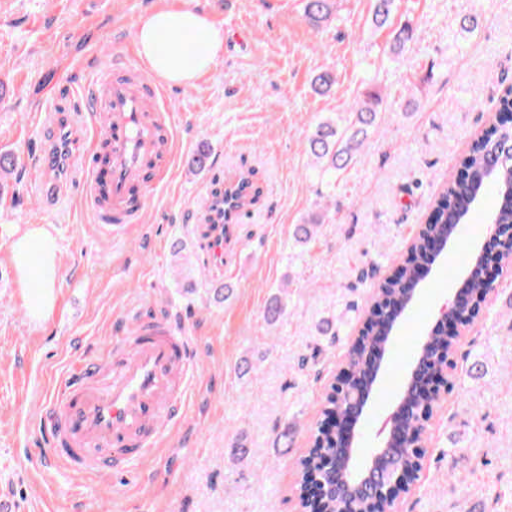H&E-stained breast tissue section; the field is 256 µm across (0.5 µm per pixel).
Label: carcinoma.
Wrapping results in <instances>:
<instances>
[{
  "mask_svg": "<svg viewBox=\"0 0 512 512\" xmlns=\"http://www.w3.org/2000/svg\"><path fill=\"white\" fill-rule=\"evenodd\" d=\"M372 23L377 27L386 25L392 15L395 0H372ZM335 0H305V17L315 28L328 21L333 14ZM336 83V74L321 70L313 79L315 88L324 93ZM383 103V96L378 86L372 85L363 97L353 102L347 111L344 126L339 128L330 121H319L312 128L307 139V151L318 165L319 176L330 182L336 175L345 171L360 152L369 136L378 129V114ZM487 167L496 169L494 185L499 189L501 198L494 208L501 231L497 247L508 256L512 254V102L508 98L499 100L498 106L488 127L477 135L461 159L456 173L444 187L439 198L434 202L427 223L431 230L446 232L448 225L468 219L473 212L472 193L482 196L488 184L480 181L483 170ZM240 193L230 197L234 206L242 208L259 195L252 180L241 175L237 179ZM324 223V215L316 213L305 224H296L292 232L293 240L308 244L316 235L317 226ZM428 259L427 246L422 237L415 239L404 261V267L395 278L388 279L378 288L373 304L376 310L370 319L368 333L361 339L356 354L350 359L351 367L358 373H364L363 353L370 348L385 349L389 342L391 328L385 310L391 305H403L410 291L406 284L413 281L421 264ZM485 285L481 278H476L468 290L459 298V307L463 311L476 309L477 295L483 292ZM286 313V304L279 295L269 301L263 312V319L269 325L280 322ZM307 456L312 462L321 491L320 510L318 512H344V501L336 496V491L329 489L328 476H336V468L341 466V456L336 454L332 440L313 441Z\"/></svg>",
  "mask_w": 512,
  "mask_h": 512,
  "instance_id": "carcinoma-1",
  "label": "carcinoma"
}]
</instances>
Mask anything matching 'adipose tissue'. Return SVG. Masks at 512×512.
<instances>
[{"label": "adipose tissue", "mask_w": 512, "mask_h": 512, "mask_svg": "<svg viewBox=\"0 0 512 512\" xmlns=\"http://www.w3.org/2000/svg\"><path fill=\"white\" fill-rule=\"evenodd\" d=\"M136 43L141 60L155 78L187 85L221 54L224 34L201 12L159 8L140 18ZM11 254L29 291L32 310L46 313L54 301L57 281L53 238L44 228H31L12 244Z\"/></svg>", "instance_id": "ef3b65f1"}]
</instances>
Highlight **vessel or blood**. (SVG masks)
Segmentation results:
<instances>
[{
	"label": "vessel or blood",
	"mask_w": 512,
	"mask_h": 512,
	"mask_svg": "<svg viewBox=\"0 0 512 512\" xmlns=\"http://www.w3.org/2000/svg\"><path fill=\"white\" fill-rule=\"evenodd\" d=\"M101 109L95 128L102 149L80 153L82 202L113 230L136 223L161 181L173 150L172 115L164 92L141 70L129 77L92 76ZM208 255L224 265V227L236 212L208 196ZM133 342L117 362L73 363L44 406L40 423L48 454L86 471L140 466L164 441L187 394L195 361L191 345L168 319L137 309Z\"/></svg>",
	"instance_id": "vessel-or-blood-1"
}]
</instances>
